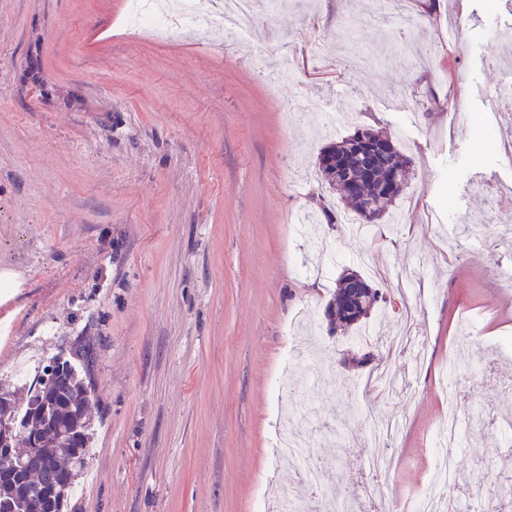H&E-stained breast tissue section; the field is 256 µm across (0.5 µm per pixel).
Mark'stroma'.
<instances>
[{"instance_id": "1", "label": "stroma", "mask_w": 512, "mask_h": 512, "mask_svg": "<svg viewBox=\"0 0 512 512\" xmlns=\"http://www.w3.org/2000/svg\"><path fill=\"white\" fill-rule=\"evenodd\" d=\"M244 39L182 29L155 41L125 22L127 0H0V390L25 403L48 358L92 347L88 466L69 512H258L295 477L270 442L279 415L327 468L321 512H360L365 456L396 464L381 512L424 492L448 410L449 360L490 373L464 397L496 430L454 451L468 498L512 469V100L492 113L512 30L503 0H257ZM466 22L456 40L448 19ZM320 64L309 63L311 42ZM284 42L307 59L271 85L256 60ZM346 104L327 133L291 102ZM368 126L411 160L409 182L362 240L346 225L296 220L326 189L316 161L332 138ZM493 173L494 189L475 183ZM483 226L484 238L464 233ZM401 271L359 338L324 309L343 269ZM307 350L289 351L302 306ZM407 331L409 344L390 351ZM390 368L393 392L364 388ZM290 370L295 394L281 396Z\"/></svg>"}]
</instances>
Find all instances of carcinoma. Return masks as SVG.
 <instances>
[{"mask_svg":"<svg viewBox=\"0 0 512 512\" xmlns=\"http://www.w3.org/2000/svg\"><path fill=\"white\" fill-rule=\"evenodd\" d=\"M361 134L368 139L389 140L383 131L363 127L321 152L323 157H342L347 162L346 176L336 175L321 162L318 168L322 180L336 194L338 203L353 209L358 220L363 222L367 208L381 214L396 199L394 195L382 194L380 187L386 180L408 172L411 160L392 144L388 151L370 158L368 167H362L353 150V144ZM347 176L361 181L358 191L347 188ZM382 300L380 289L359 271L354 270L350 275L344 271L336 281V292L326 314L345 329L355 331ZM44 375L43 370L37 372L22 406L10 395L0 394V422L6 420L15 428L9 446L14 448L17 443H23L24 449L18 452L20 456L35 449L39 456L53 463L56 479L50 481L48 474L38 468L25 469L18 478L1 474L0 512H13V504L21 489H26L29 496L37 499L51 486L55 487L56 512H67L73 478L69 465L83 467L88 461L91 436L86 411L92 390L90 381L69 359L55 369L52 378L46 379Z\"/></svg>","mask_w":512,"mask_h":512,"instance_id":"obj_1","label":"carcinoma"}]
</instances>
